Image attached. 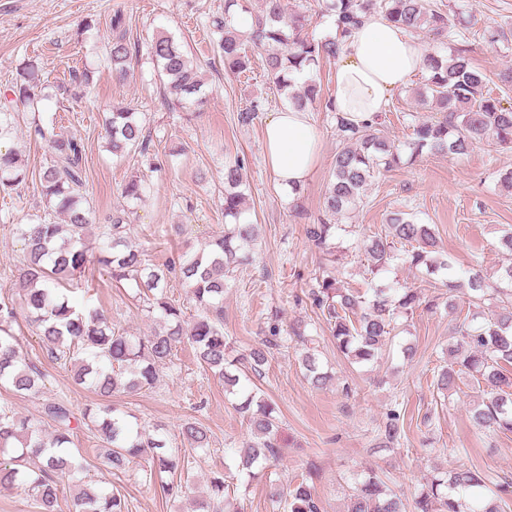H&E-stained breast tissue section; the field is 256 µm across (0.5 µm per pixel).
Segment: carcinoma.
<instances>
[{
  "label": "carcinoma",
  "instance_id": "1",
  "mask_svg": "<svg viewBox=\"0 0 512 512\" xmlns=\"http://www.w3.org/2000/svg\"><path fill=\"white\" fill-rule=\"evenodd\" d=\"M248 9L247 0H224V14L209 18L208 26L217 35L214 51L224 59V67L242 74L249 69L248 50H265V68L273 90L288 97L298 108L315 104L321 84L313 73L325 62H336L346 40L366 14L383 15L409 33H432L442 41L455 33L460 13L448 12L432 0H326L325 12L335 16L336 33L323 38L309 32L311 4L305 2L291 9L288 0H262V10L249 31L236 27L238 12ZM475 40L490 46L512 40V32L500 26H486L469 32ZM106 59L119 76L137 54L123 26L122 19L112 21V38L105 45ZM470 49L460 44L449 53L427 54L423 87L416 92L429 109L441 112V121L419 120L412 124L408 143L409 159L423 154L465 155L479 144L490 148L512 149V103L483 92L484 72L474 67ZM148 54L165 78L167 99L172 104L203 103L202 82L191 66L188 55L174 36L159 34L148 47ZM38 66L33 60L20 65L11 86L10 108L38 112ZM92 83L91 72L77 71L70 85L78 88V98ZM265 100L254 99L238 112L237 120L251 125L264 110ZM336 135L341 147L334 157V167L324 195L325 218L306 225V238L328 257L331 269L322 271L309 285L306 298L312 311L321 316L336 340L337 349L347 361L374 363L385 356L397 319L410 316L420 308L431 312L438 307L409 286L387 287L383 277L396 261L408 265L423 280L439 281L448 289V297L466 291L468 306L482 308L487 298L506 299L501 310L490 314L466 313L453 328L454 343L448 348L452 360L433 372V385L439 392H449L463 373L484 381L500 393L477 405L472 412L474 424L481 429L512 433V386L506 367L512 365V265L499 274V284L488 282L483 269L469 270L465 280L450 277V265L437 250L435 231L430 224H417L406 213H393L384 232L369 236L359 244L367 256L370 282L362 294L344 288L333 275L343 267L346 251L336 238L340 224L327 218L337 216L364 203L366 187L381 173L403 163V154L382 129L380 120L355 125L338 114ZM112 153L123 156L138 151L148 153L147 141L137 113L115 108L106 120ZM35 135L47 144L50 164L40 176L41 192L51 212L63 216L58 223L48 216L21 229L25 261L18 269L24 284L21 306L36 325L48 355L57 363L74 368V378L87 384L102 397L119 388L139 390L156 384L159 370L171 363L177 347L190 344L201 365L224 382V390L235 396V408L247 420L250 437L244 443L241 467L252 476V467L277 456L279 419L274 408L259 391L247 389L240 376L249 372L261 376L271 350L278 339H265L247 353L236 355L226 342L223 327L225 278L229 263L247 265L252 261L249 247L256 241V225L245 221L242 169L244 159L237 157L224 164V234L211 241L208 248L195 254L185 253L162 267L145 263L141 253L129 242L127 220L120 213L106 225V240L98 263L105 266L113 280L132 284L152 293L148 308L157 314L159 329L149 336H129L107 324L97 310L77 309L60 289L61 283L81 270L87 262L85 233L92 223L86 199L84 170L85 149L82 142L55 132V118L38 122ZM26 171L18 165L14 153H0V189L6 191L24 181ZM125 198L141 201L146 186L131 179L122 187ZM402 252H395L396 246ZM176 276L188 288L202 313L187 320L181 307L167 296L165 282ZM305 377L315 386L325 384L319 358L312 352L302 359ZM43 376L35 365L25 362L12 336H0V384L18 392L36 396L41 392ZM41 418L55 427L52 440L45 439L40 422L19 418L7 406H0V485L24 484L31 491L39 512H59L61 481L81 468L73 444L72 419L68 406L61 401L42 404ZM132 415L116 408L91 420V427L106 443L105 458L116 471L130 462L149 456L145 476L161 480L168 496L181 491L182 484L173 476L188 472V455H178L164 439L143 436L131 421ZM403 427L397 409L389 410L381 429V439L388 447L400 444ZM181 434L192 450L209 446V436L202 427L187 421ZM490 479L471 469L439 471L422 485L415 499V512H501L492 504L506 502L512 496V482L490 488ZM272 496L284 501L288 512H318L309 478L296 484L274 488ZM74 512H125L124 499L114 491L93 487L75 488ZM347 512H406L405 505L387 481L375 471H368L355 482L349 495Z\"/></svg>",
  "mask_w": 512,
  "mask_h": 512
}]
</instances>
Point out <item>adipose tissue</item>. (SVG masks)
<instances>
[{
  "label": "adipose tissue",
  "instance_id": "1",
  "mask_svg": "<svg viewBox=\"0 0 512 512\" xmlns=\"http://www.w3.org/2000/svg\"><path fill=\"white\" fill-rule=\"evenodd\" d=\"M425 50L419 39L382 15H369L353 32L336 62L332 103L355 124L385 112L392 95L423 71ZM319 133L311 112L289 105L270 113L263 153L276 185L285 192L303 185L318 160Z\"/></svg>",
  "mask_w": 512,
  "mask_h": 512
}]
</instances>
